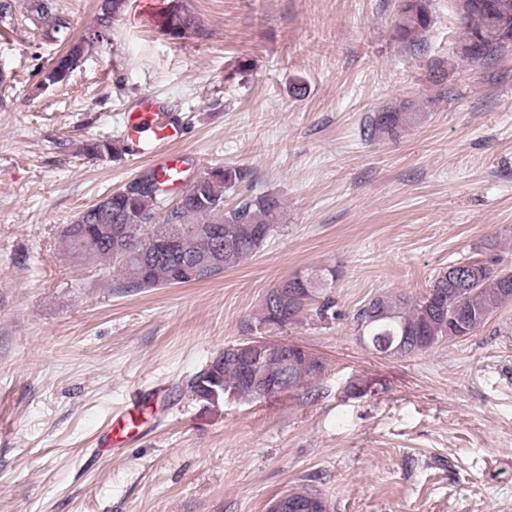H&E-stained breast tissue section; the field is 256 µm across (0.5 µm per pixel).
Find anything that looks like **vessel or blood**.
I'll use <instances>...</instances> for the list:
<instances>
[{"instance_id": "vessel-or-blood-1", "label": "vessel or blood", "mask_w": 512, "mask_h": 512, "mask_svg": "<svg viewBox=\"0 0 512 512\" xmlns=\"http://www.w3.org/2000/svg\"><path fill=\"white\" fill-rule=\"evenodd\" d=\"M145 121L151 123L156 132L151 152L160 179L176 187L182 186V166L169 151L172 142L179 136V128L170 121L167 113L162 112L159 101L151 97L144 98L138 110L125 115L126 135L135 145L134 156L138 157L143 153L139 145V127Z\"/></svg>"}]
</instances>
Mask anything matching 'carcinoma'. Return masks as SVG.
<instances>
[{"instance_id":"1","label":"carcinoma","mask_w":512,"mask_h":512,"mask_svg":"<svg viewBox=\"0 0 512 512\" xmlns=\"http://www.w3.org/2000/svg\"><path fill=\"white\" fill-rule=\"evenodd\" d=\"M125 0H102L95 20L99 35L84 32L67 41L65 50L45 72L41 84L63 81L79 59L96 45L110 39L112 25L123 11ZM465 37L460 58L471 63L492 60L512 47V0H458ZM29 9L59 33L65 24L58 15L56 0H29ZM162 31L173 38H202L205 29L183 0H171L161 15ZM433 23L429 0H401L394 26V38L419 50ZM416 112L386 108L369 117L363 129L369 141L396 139L415 122ZM130 146L107 139L80 142L77 153L92 159L127 153ZM244 166L211 168L182 194L161 224L151 223L159 197L168 186L158 174L140 176L145 186L115 191L83 210L62 232L68 252L90 259L113 262L124 288H156L197 284L241 264L260 249L275 231L281 216L280 200L270 194L247 196L231 209H224V193L251 181ZM463 273L472 268L481 282L461 288L440 272L429 289L419 296L380 294L356 314V328L368 344L391 336L405 337L402 357L426 352L443 340L470 336L485 326L492 314L512 301V275L499 280L500 271L469 262L452 264ZM336 282V270L320 269L295 273L267 292L268 300L251 318L247 329L256 334L283 330L298 323L311 311L316 294ZM378 320L368 321L369 313ZM244 361L219 354L188 382L195 400L216 407L224 397L256 402L250 383L243 375ZM326 365L317 359L288 355L263 364L264 373L279 383L276 395L312 390Z\"/></svg>"}]
</instances>
